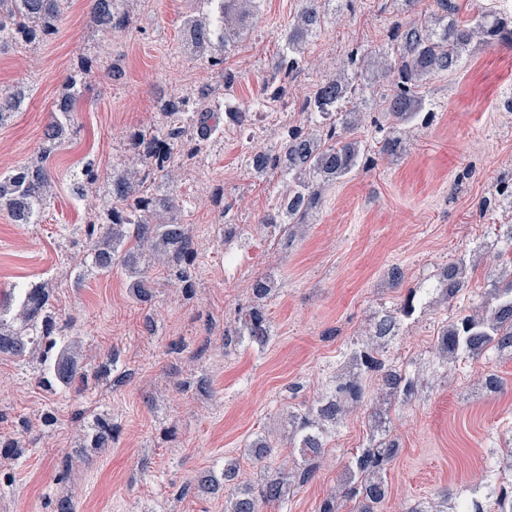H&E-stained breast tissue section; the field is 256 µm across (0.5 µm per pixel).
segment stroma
I'll use <instances>...</instances> for the list:
<instances>
[{"label":"stroma","mask_w":512,"mask_h":512,"mask_svg":"<svg viewBox=\"0 0 512 512\" xmlns=\"http://www.w3.org/2000/svg\"><path fill=\"white\" fill-rule=\"evenodd\" d=\"M196 0H135L129 28L103 38L93 27L88 0H71L48 41L10 47L0 54V87L25 85V106L0 126V173L43 160L56 195L37 224H15L0 211V300L14 287L49 283L62 332L81 344L93 369L81 392L48 399L32 367L0 356V439L23 436L25 451L0 458L13 482L0 487V512H51L48 499L74 495L76 512H224L232 486L216 495L178 497L185 482L221 477L226 463L256 480L264 471L299 461L291 453L288 409L311 404L331 386L351 345L372 337L383 315L401 318L398 336L383 339L389 368L413 377L406 403L376 397L351 405L329 434L313 479L294 486L260 512H317L338 488L351 456L378 429L399 446L387 473L384 512L435 506L448 492L496 485L503 477L499 450L512 442V360L493 352L434 370L429 350L441 322L457 309L483 301L498 270L492 243L512 209L495 205L496 181L512 174V112L502 106L512 88V49L473 44L461 71L433 81L435 117L413 129L400 157L357 169L326 187L323 203L305 233L286 241L278 230L224 242L219 210L208 198L223 188L240 224L259 215L283 192L277 178L259 180L241 162L254 141L229 131L213 139L178 172L186 212L198 233L195 294L168 287L155 269L157 297L136 304L122 271L77 280L83 262L77 225L102 222L100 205L73 195V178L86 161L110 173L127 154L130 132L158 118L159 103L215 82L194 56L179 52L181 17ZM299 0H264L243 48L226 63L238 72L237 100L255 94L277 56L275 36ZM388 20L380 0H357L346 20L310 46V63L291 84L288 105L256 120L266 132L292 119L324 70L358 44L378 45ZM120 59L123 72H99L81 98L76 135L41 158L44 131L66 77L89 48ZM470 254L476 271L457 298L444 297L441 272L454 256ZM403 278L394 281L393 269ZM267 272L280 282L269 302L267 345L225 343L224 326L251 297L252 276ZM115 364H107V357ZM493 372L498 393L477 381ZM57 407L59 422L43 413ZM97 407L120 427L109 448L86 447L71 416ZM270 434L277 447L256 463L247 446ZM71 480L55 483L60 460Z\"/></svg>","instance_id":"stroma-1"}]
</instances>
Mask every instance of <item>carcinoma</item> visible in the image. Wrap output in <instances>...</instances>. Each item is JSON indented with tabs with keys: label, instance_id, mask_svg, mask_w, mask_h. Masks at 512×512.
Here are the masks:
<instances>
[{
	"label": "carcinoma",
	"instance_id": "1",
	"mask_svg": "<svg viewBox=\"0 0 512 512\" xmlns=\"http://www.w3.org/2000/svg\"><path fill=\"white\" fill-rule=\"evenodd\" d=\"M133 0H89L90 14L97 29L109 34L130 22ZM259 0H197V9L184 16L186 38L183 50L207 63L224 98L231 100L238 78L224 68L229 52L241 48ZM354 0H302V6L288 29L278 34L280 45L275 65L267 71L256 95L238 106L240 124L250 123L252 106L265 97L272 84L288 85L308 64L310 43L336 18L351 10ZM67 0H0V50L9 44L34 43L56 32ZM422 0H384L383 10L390 15L384 42L373 47H352L336 67L323 72L303 110L305 123L292 136L259 152L244 155L245 167L256 176L275 174L288 183V190L270 205L258 219L266 229L287 226L288 236L309 223L321 205L326 187L347 178L357 168L370 166L376 157L403 150L406 133L414 126L428 123L432 104L428 85L439 76L457 71L472 42L496 43L512 48V16L487 11L472 21L460 15L455 0H431L422 10ZM293 59L297 68L287 72L284 57ZM90 63H85L66 78V91L55 103L45 130L42 154L47 155L64 143L75 124L76 105L92 79ZM27 87L0 88V126L21 109ZM212 91L203 89L195 96L192 112L175 108L161 109V120L138 129L129 138V163L112 169L100 178L89 162L76 177L75 190L86 197L98 182L106 185L103 204L107 223L84 224L78 228L85 260L76 281L85 273L109 275L115 268L124 271L132 298L149 307L156 297L157 281L152 267L166 269L167 280L193 292L197 248L194 227L183 221L187 202L177 192L176 173L195 158L219 133V117L211 112L208 100ZM371 100L381 112L374 120L383 130L375 143L358 135L360 105ZM336 104L326 120L315 117L325 106ZM155 190H143L145 183ZM55 182L47 168L34 163L0 175V211L7 212L15 224H38L54 195ZM496 237L504 243L498 253L501 264L493 279L492 292L484 313H459L438 332L434 360L448 368L460 358H477L489 349L512 358V224L499 225ZM470 260L458 256L444 267L445 295L452 299L468 287ZM253 300L239 307V325L224 330L225 336H248L261 346L271 336L267 301L277 290L269 274L253 278ZM0 355L26 360L37 359L35 380L46 393L80 390L85 385L88 367L80 358L78 343L59 334L56 312L48 284L23 289L16 308H0ZM376 372L377 393L407 399L414 391L413 381L382 367L375 350L361 348L347 354V361L335 376L334 393L316 399L302 412L288 413L289 441L297 445L301 464L291 475H282L257 485H236L237 464L224 466V483L212 478L198 484L188 483L180 495L203 489L216 494L224 486L235 489L228 501L230 512H258L260 503L278 502L288 494L291 483L306 484L317 469L328 433L336 429L346 415L344 401L358 400L366 394L365 372ZM85 436L93 448L118 439L117 426L105 414H89ZM274 444L260 435L248 444L255 461H262ZM394 439L381 435L374 444L362 449L346 466L341 493L352 503L351 512H381L388 496L387 470L392 461ZM493 507L478 501L470 512H512V490L500 488L490 495Z\"/></svg>",
	"mask_w": 512,
	"mask_h": 512
}]
</instances>
